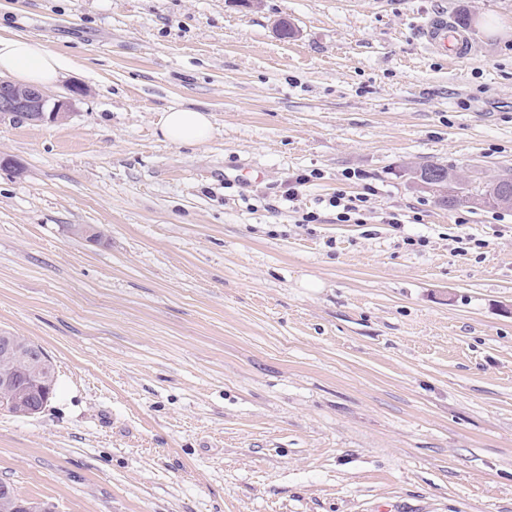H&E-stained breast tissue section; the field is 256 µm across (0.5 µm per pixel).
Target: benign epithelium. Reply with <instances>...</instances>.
I'll return each mask as SVG.
<instances>
[{"label": "benign epithelium", "mask_w": 512, "mask_h": 512, "mask_svg": "<svg viewBox=\"0 0 512 512\" xmlns=\"http://www.w3.org/2000/svg\"><path fill=\"white\" fill-rule=\"evenodd\" d=\"M71 107L69 99L52 102L40 89L20 88L11 82L0 81L1 123L18 118L32 124L61 122L69 118ZM410 175L418 188L434 193L441 203L456 198L466 205H482V194L465 191L466 178L458 173L448 175L444 170L424 173L414 167ZM491 184L500 187V206L512 208V177L502 175L491 180ZM0 361L8 365L0 372V413L24 417L41 413L51 394L47 384L43 383L40 401H33L28 379L53 374V364L45 351L28 339L4 335L0 337Z\"/></svg>", "instance_id": "benign-epithelium-1"}]
</instances>
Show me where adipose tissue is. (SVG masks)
I'll use <instances>...</instances> for the list:
<instances>
[{"label": "adipose tissue", "instance_id": "ef3b65f1", "mask_svg": "<svg viewBox=\"0 0 512 512\" xmlns=\"http://www.w3.org/2000/svg\"><path fill=\"white\" fill-rule=\"evenodd\" d=\"M66 68L65 60L37 39L0 36V77L41 89L54 86ZM212 133L207 112L180 106L168 109L159 126L160 136L177 145H197Z\"/></svg>", "mask_w": 512, "mask_h": 512}]
</instances>
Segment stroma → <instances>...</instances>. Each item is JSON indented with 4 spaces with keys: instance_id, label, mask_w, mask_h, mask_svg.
Here are the masks:
<instances>
[{
    "instance_id": "stroma-1",
    "label": "stroma",
    "mask_w": 512,
    "mask_h": 512,
    "mask_svg": "<svg viewBox=\"0 0 512 512\" xmlns=\"http://www.w3.org/2000/svg\"><path fill=\"white\" fill-rule=\"evenodd\" d=\"M440 8L466 56L426 49ZM0 30L73 100L0 123V333L57 371L0 413V478L52 512H512V209L409 175L512 174V0H0ZM178 105L206 142L158 136ZM426 167L436 168L441 170H436L433 172L422 173L420 169L417 167L411 168L410 175L412 182L420 189L432 192L436 195L437 200L440 203H447L448 206L443 205L445 208L448 207V210H452L460 204L454 202H448L450 199L460 200L462 204L470 205V206H481L484 205L483 208L490 209H500L501 207H511L512 209V183L511 176L508 174L502 175L491 180L488 183L493 184V186H499L502 184V180H508V186L500 187V195L498 202V192L499 188H491L490 190H485L483 195L484 200L482 204L483 195L480 193L466 192L465 186L467 185L466 178L461 176L458 173L451 172L452 180L448 181V174H446L445 166L434 163L427 162ZM486 183V185L488 184ZM500 204V206H499ZM363 196L364 195L347 197L342 191L336 192V195L329 200V204L332 207L340 210L337 212L336 219L340 222L350 221L351 214L356 213L359 207L362 206L360 203L366 202V198Z\"/></svg>"
}]
</instances>
